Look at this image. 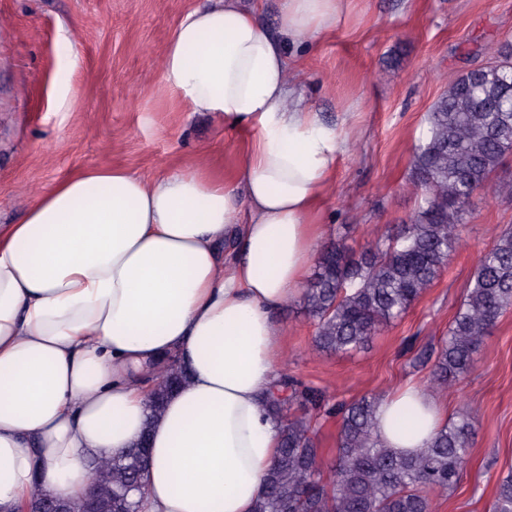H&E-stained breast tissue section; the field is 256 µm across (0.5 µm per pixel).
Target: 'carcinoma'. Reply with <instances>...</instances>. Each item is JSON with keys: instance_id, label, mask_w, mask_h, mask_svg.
<instances>
[{"instance_id": "obj_1", "label": "carcinoma", "mask_w": 512, "mask_h": 512, "mask_svg": "<svg viewBox=\"0 0 512 512\" xmlns=\"http://www.w3.org/2000/svg\"><path fill=\"white\" fill-rule=\"evenodd\" d=\"M499 52L507 66L488 70L477 88L469 74L458 75L432 104L408 179L418 202L410 223L358 252L336 239L321 251L302 293L317 348L347 353L369 345L435 284L448 258L465 248L463 228L474 193L488 188L494 195H512L511 183L491 181L512 154V112H500L494 103L500 78L512 72V48ZM511 307L512 231H505L476 264L436 353L431 384L457 391L485 337ZM184 381L172 362L156 370L150 411L161 412ZM298 386L282 372L267 393L280 440L254 512H431L430 494L453 491L470 463L467 418L446 422L427 447L397 453L375 432L382 398L363 396L338 409L337 461L326 472L317 465L322 452L315 428L321 411L331 409L321 394ZM146 447L144 434L125 453L89 462L92 478L112 494V512H139ZM491 512H512V473L497 481Z\"/></svg>"}]
</instances>
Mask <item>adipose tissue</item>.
Segmentation results:
<instances>
[{"mask_svg":"<svg viewBox=\"0 0 512 512\" xmlns=\"http://www.w3.org/2000/svg\"><path fill=\"white\" fill-rule=\"evenodd\" d=\"M340 3L279 0L272 35L240 0H209L168 41L162 79L188 111L259 130L244 194L194 171L94 168L0 226V512L36 483L81 499L88 457L144 433L142 512H253L279 444L262 401L277 316L325 236L315 218L345 144L296 94L287 46L335 27ZM171 355L187 380L154 417L148 375ZM443 422L410 388L382 402L376 431L409 453Z\"/></svg>","mask_w":512,"mask_h":512,"instance_id":"obj_1","label":"adipose tissue"}]
</instances>
